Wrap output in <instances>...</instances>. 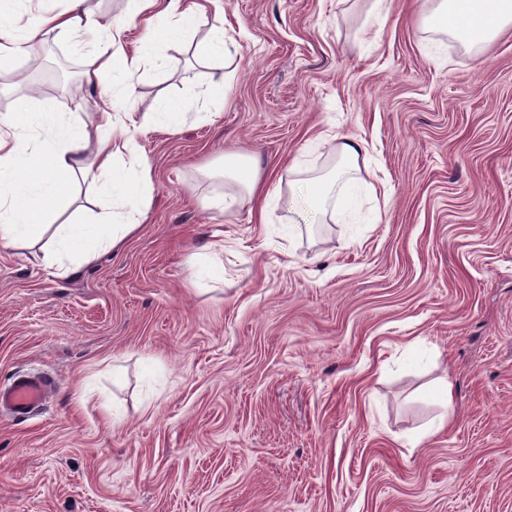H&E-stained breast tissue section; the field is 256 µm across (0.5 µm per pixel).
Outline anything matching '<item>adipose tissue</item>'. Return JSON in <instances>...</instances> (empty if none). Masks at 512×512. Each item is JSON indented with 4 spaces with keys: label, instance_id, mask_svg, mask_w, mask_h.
<instances>
[{
    "label": "adipose tissue",
    "instance_id": "adipose-tissue-1",
    "mask_svg": "<svg viewBox=\"0 0 512 512\" xmlns=\"http://www.w3.org/2000/svg\"><path fill=\"white\" fill-rule=\"evenodd\" d=\"M11 2V9L0 10V65L15 59L36 62L35 40L41 31L64 37L94 31L100 40L84 81L96 85L102 76L111 79L109 89L100 94L101 106L87 119L39 108L0 114V248L36 247V257L50 276L64 278L121 247L141 226L150 207L152 169L134 137L136 120L129 104L135 74L141 65L157 63L158 58L148 46L127 52L121 37L133 16L104 23L95 17L88 0H68L63 10H42L21 37L17 24L28 0ZM138 2L139 11L149 14L148 29L172 38L205 11L199 0ZM421 24L434 34L424 47L428 55L441 53L448 37L473 49L512 24V0H436ZM367 152L364 140L341 137L335 166L289 181L284 196L259 192L256 159L230 152L224 156V191L209 204L224 211L247 205L263 220L279 204H286L294 215L284 229L291 238L302 227L328 219L352 227L376 224L379 191L360 175L359 161ZM93 172L101 191L96 212L51 231L45 225L21 221V213L32 205L44 216H52L63 204L61 188L76 185Z\"/></svg>",
    "mask_w": 512,
    "mask_h": 512
}]
</instances>
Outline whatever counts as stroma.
<instances>
[{"label":"stroma","mask_w":512,"mask_h":512,"mask_svg":"<svg viewBox=\"0 0 512 512\" xmlns=\"http://www.w3.org/2000/svg\"><path fill=\"white\" fill-rule=\"evenodd\" d=\"M220 0L134 80L136 120L178 99L212 121L148 129L152 203L118 249L67 278L0 249V385L59 381L0 417V512H512V27L427 56L426 0ZM232 67L198 66L216 14ZM0 72V113L95 111V33L43 37ZM352 135L388 203L377 224L283 239L208 207L204 167L242 150L273 189ZM223 242L221 278L188 257ZM450 384L444 408L434 390ZM448 425L429 433L431 422ZM189 261L193 269L192 283L198 288L223 273L222 269L206 255L194 253L190 256Z\"/></svg>","instance_id":"1"}]
</instances>
